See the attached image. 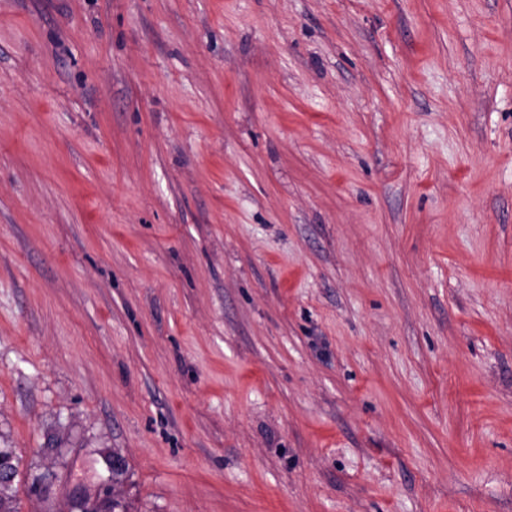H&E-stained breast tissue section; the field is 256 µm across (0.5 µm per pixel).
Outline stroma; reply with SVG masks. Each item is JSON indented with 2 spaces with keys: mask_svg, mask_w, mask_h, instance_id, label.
<instances>
[{
  "mask_svg": "<svg viewBox=\"0 0 512 512\" xmlns=\"http://www.w3.org/2000/svg\"><path fill=\"white\" fill-rule=\"evenodd\" d=\"M0 447L20 512H512V0H0ZM86 508L82 512H101L104 511L101 506L104 502L112 499V504L108 512H115L119 507V503L111 498L109 486L106 483L101 484L93 493L84 492Z\"/></svg>",
  "mask_w": 512,
  "mask_h": 512,
  "instance_id": "35a3bbf8",
  "label": "stroma"
}]
</instances>
